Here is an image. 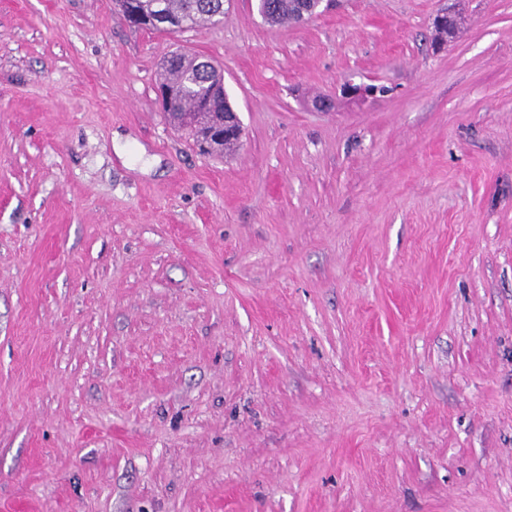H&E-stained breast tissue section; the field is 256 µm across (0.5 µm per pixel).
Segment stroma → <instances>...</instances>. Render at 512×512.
<instances>
[{
	"instance_id": "1",
	"label": "stroma",
	"mask_w": 512,
	"mask_h": 512,
	"mask_svg": "<svg viewBox=\"0 0 512 512\" xmlns=\"http://www.w3.org/2000/svg\"><path fill=\"white\" fill-rule=\"evenodd\" d=\"M447 6L0 0V512H512V0ZM158 7L161 9L158 10ZM139 8L146 19L156 13L153 20L155 27L165 33L187 28L189 22L172 21L159 11H165L172 19L189 17L191 25L182 32L215 23L224 17V0H139ZM266 15L271 18V25L288 27L297 24L302 10L313 7L317 1L313 0H262ZM160 67V86H167L174 93L172 106L167 112L164 111L174 127L189 130L198 145L209 127L224 123V131L218 132L213 139L222 141L234 137L241 141L243 127L240 118L227 100L225 107L230 112L226 113L231 119L224 120V108H220L223 85L211 61L176 50L162 60ZM207 102L212 105V112H194L196 106Z\"/></svg>"
}]
</instances>
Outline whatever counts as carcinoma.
Listing matches in <instances>:
<instances>
[{
  "mask_svg": "<svg viewBox=\"0 0 512 512\" xmlns=\"http://www.w3.org/2000/svg\"><path fill=\"white\" fill-rule=\"evenodd\" d=\"M314 5L315 0H262L271 24L282 27L298 23L301 11ZM139 8L147 19L160 9L173 19L188 17L191 30L224 17V0H139ZM160 67L161 85L174 93L172 106L165 112L173 126L189 130L197 143L208 128L224 123L223 85L211 61L176 50Z\"/></svg>",
  "mask_w": 512,
  "mask_h": 512,
  "instance_id": "1",
  "label": "carcinoma"
}]
</instances>
